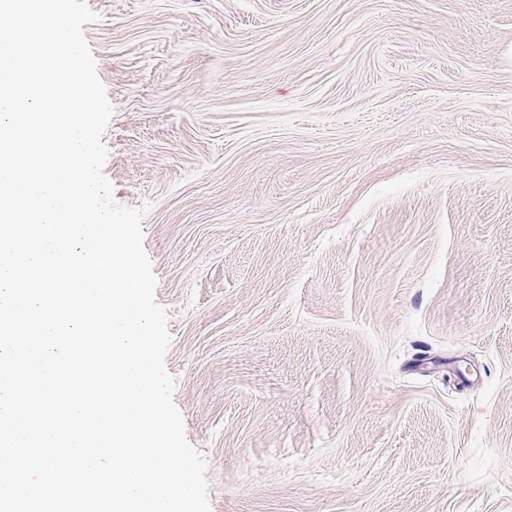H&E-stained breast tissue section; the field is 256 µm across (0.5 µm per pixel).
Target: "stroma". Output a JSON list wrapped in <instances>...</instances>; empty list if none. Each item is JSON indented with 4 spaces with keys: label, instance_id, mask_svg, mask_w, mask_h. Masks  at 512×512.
Instances as JSON below:
<instances>
[{
    "label": "stroma",
    "instance_id": "obj_1",
    "mask_svg": "<svg viewBox=\"0 0 512 512\" xmlns=\"http://www.w3.org/2000/svg\"><path fill=\"white\" fill-rule=\"evenodd\" d=\"M211 512H512V0H88Z\"/></svg>",
    "mask_w": 512,
    "mask_h": 512
}]
</instances>
